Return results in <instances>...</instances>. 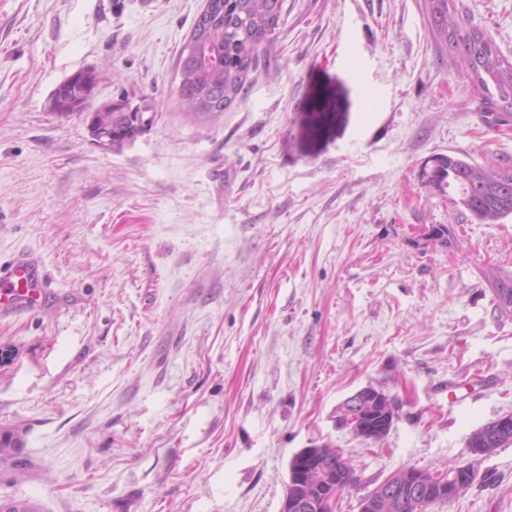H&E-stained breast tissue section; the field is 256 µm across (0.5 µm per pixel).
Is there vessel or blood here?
Wrapping results in <instances>:
<instances>
[{
	"label": "vessel or blood",
	"mask_w": 512,
	"mask_h": 512,
	"mask_svg": "<svg viewBox=\"0 0 512 512\" xmlns=\"http://www.w3.org/2000/svg\"><path fill=\"white\" fill-rule=\"evenodd\" d=\"M46 280L38 267L18 259L0 267V312L26 309L34 311L42 306Z\"/></svg>",
	"instance_id": "vessel-or-blood-1"
}]
</instances>
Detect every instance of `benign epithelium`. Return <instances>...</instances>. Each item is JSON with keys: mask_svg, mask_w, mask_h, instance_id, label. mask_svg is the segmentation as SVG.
<instances>
[{"mask_svg": "<svg viewBox=\"0 0 512 512\" xmlns=\"http://www.w3.org/2000/svg\"><path fill=\"white\" fill-rule=\"evenodd\" d=\"M379 400L389 401V393L373 386L363 387L345 400L350 407L357 408L363 403L373 404ZM351 430L365 440H375L385 435L398 418L394 411L385 419V425L378 427L363 422L354 415L342 413ZM296 464L289 468V479L282 512H335L336 497L343 484L340 470L318 457L316 447L303 448L293 456ZM317 475L316 494L310 497L300 495L307 473ZM476 474L474 463L468 462L450 475L431 473L416 467H407L398 475L384 479L361 501L360 512H382L389 508L398 512L406 503H411L416 512L433 501L450 502L459 490Z\"/></svg>", "mask_w": 512, "mask_h": 512, "instance_id": "7a95c632", "label": "benign epithelium"}]
</instances>
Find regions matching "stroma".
Wrapping results in <instances>:
<instances>
[{
    "instance_id": "35a3bbf8",
    "label": "stroma",
    "mask_w": 512,
    "mask_h": 512,
    "mask_svg": "<svg viewBox=\"0 0 512 512\" xmlns=\"http://www.w3.org/2000/svg\"><path fill=\"white\" fill-rule=\"evenodd\" d=\"M204 0H0V266L39 311L0 313V501L39 512H281L299 450L341 449L335 512L407 467L478 478L427 512H512V218L478 222L421 178L438 155L512 167V121L441 55L425 0H284L264 64L216 119L177 93ZM512 59V0H455ZM95 67L89 108L147 97L106 151L47 109ZM444 225L448 243H427ZM372 385L387 436L338 422ZM44 288L45 277L35 264L25 259H16L7 266H1L0 312L40 309ZM378 400H385L381 402L379 405H362L364 402L366 403H376ZM386 401H391V397L389 393L385 392L383 389L375 388L373 386L363 387L357 390L353 395L348 397L343 406L348 404L349 407H354L358 409L357 412H360L363 417H366L369 414H377V415H387L390 414V404ZM360 406V407H359ZM359 407V408H358ZM342 418L346 419V423L351 425V430L353 433H358L361 435V438L364 440H375L379 435H386L389 431L390 427L394 423L395 419L398 418V412L395 411V408L392 409V413L387 416L385 419V425L380 429V427L376 426L372 422H364L363 420L360 422L359 419H355L353 414H347L346 412H342ZM496 420V419H495ZM495 420L489 421L472 432L468 441V448H477L470 451L477 458L482 457L479 448H483V456H488L497 448L512 444V432L498 433L495 431Z\"/></svg>"
}]
</instances>
